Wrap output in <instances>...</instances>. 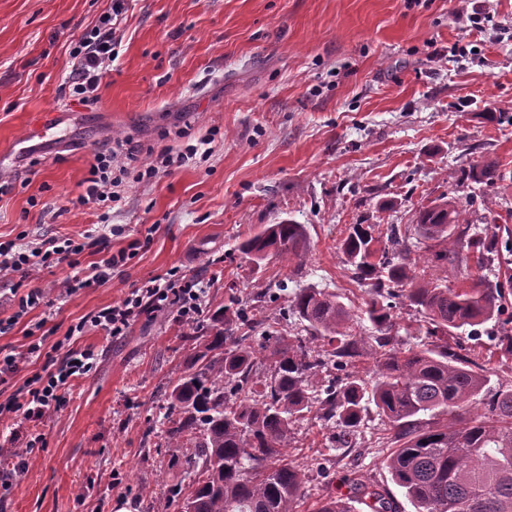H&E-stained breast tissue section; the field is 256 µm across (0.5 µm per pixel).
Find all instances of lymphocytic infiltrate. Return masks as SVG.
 Instances as JSON below:
<instances>
[{"label":"lymphocytic infiltrate","instance_id":"obj_1","mask_svg":"<svg viewBox=\"0 0 512 512\" xmlns=\"http://www.w3.org/2000/svg\"><path fill=\"white\" fill-rule=\"evenodd\" d=\"M124 12L125 0H112L109 11L78 38L70 51L71 70L66 85L72 97L83 105L96 103L99 98L103 79L116 58V32ZM197 151L198 146L192 144L177 153L163 149L133 170L129 162L135 156V147L122 141L103 146L90 166L86 197L96 204L111 207L121 202L120 189L127 179L140 182L155 178ZM83 250V244L58 236L43 239L33 247L13 240L0 242V282L9 284L19 314H26L44 298L42 289H24V282L45 268L62 264L75 266L76 257ZM200 298L197 281L173 269L167 277L148 279L120 303L97 312L90 322H78L74 330L80 333L92 325L106 330L110 336L120 337L141 316L169 309L176 311L179 320L190 322L200 311ZM94 357L90 349L71 348L62 358L46 360L41 369L25 381L20 398L0 403V417L19 412L25 420H43L63 402V392L71 381L91 371Z\"/></svg>","mask_w":512,"mask_h":512}]
</instances>
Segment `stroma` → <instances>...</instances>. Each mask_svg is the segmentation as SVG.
Wrapping results in <instances>:
<instances>
[{
    "mask_svg": "<svg viewBox=\"0 0 512 512\" xmlns=\"http://www.w3.org/2000/svg\"><path fill=\"white\" fill-rule=\"evenodd\" d=\"M110 5L0 0V241L63 235L85 246L77 267L34 275L44 301L0 334V351L19 359L0 402L39 370L30 343L50 352L71 326L170 269L198 281L201 312L189 324L162 311L118 338L91 326L74 336L97 360L60 408L37 424L0 419V512H150L165 500L191 453L161 436L166 396L194 361L190 325L207 327L229 286L299 334L284 313L293 289H329L358 313L366 306L368 287L351 279L340 250L351 225L410 224L440 196L471 194L473 219L499 225L500 243H512V0H129L118 57L99 101L84 106L63 89L71 44ZM53 116L54 142L24 141ZM212 128L210 155L126 183L122 208L86 201L104 142L131 140L142 159ZM480 159L498 162V189L461 179ZM104 213L125 229L111 249L134 243L136 255L104 283L66 290L99 259ZM283 220L307 228L301 266L239 252L244 238ZM458 335L492 383L512 385V356L467 329ZM33 432L39 448L14 471L11 456ZM391 439L373 412L349 436L307 413L287 448L306 471L296 512H315L354 481L412 512L381 464Z\"/></svg>",
    "mask_w": 512,
    "mask_h": 512,
    "instance_id": "stroma-1",
    "label": "stroma"
}]
</instances>
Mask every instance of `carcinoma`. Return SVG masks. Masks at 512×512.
<instances>
[{
  "label": "carcinoma",
  "mask_w": 512,
  "mask_h": 512,
  "mask_svg": "<svg viewBox=\"0 0 512 512\" xmlns=\"http://www.w3.org/2000/svg\"><path fill=\"white\" fill-rule=\"evenodd\" d=\"M468 180L484 190L503 180L492 160L473 163ZM474 197L461 202L439 198L420 210L402 231L391 224L377 249L375 225L355 224L342 244L351 277L367 283L365 314L379 336H356L357 317L326 288H299L289 305L309 336H279L273 325L248 315L234 288L228 304L211 316L212 334H188L205 352L168 395L163 419L167 445L181 447L189 434L197 451L188 461L189 493L181 512H294L304 495L305 473L288 460L285 448L303 413L318 406L322 418L352 434L370 407L394 429L396 447L382 460L415 512H512V389L488 387V369L457 352L448 338L457 329L491 336L512 355V331L500 320L505 288H512V265L499 256L494 224L470 222ZM309 246L303 224L283 220L243 240L239 251L259 263L276 258L290 264ZM475 258L491 266L455 288L428 277L437 265L459 267ZM403 298L427 323L431 341L395 345L386 335L395 325L392 301ZM498 329H488L489 322ZM263 342L252 344L253 333ZM374 362V381L356 372L324 381L329 369L355 367L360 351ZM267 375L255 382V369ZM442 422L431 423L423 416ZM360 502L371 512H399L387 492L368 487ZM355 499L336 496L318 512H355Z\"/></svg>",
  "instance_id": "carcinoma-1"
}]
</instances>
